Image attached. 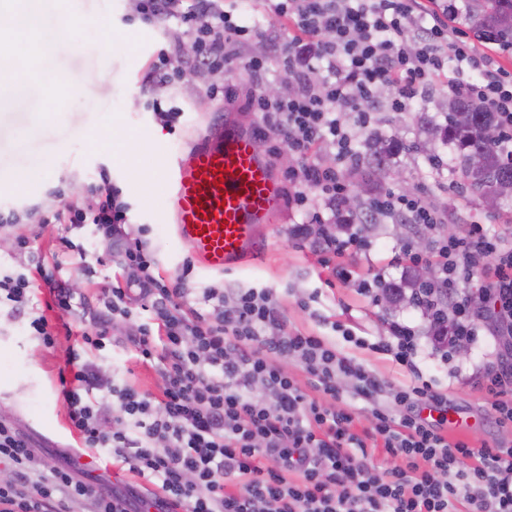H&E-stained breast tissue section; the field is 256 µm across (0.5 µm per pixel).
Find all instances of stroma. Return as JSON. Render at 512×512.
<instances>
[{
	"instance_id": "1",
	"label": "stroma",
	"mask_w": 512,
	"mask_h": 512,
	"mask_svg": "<svg viewBox=\"0 0 512 512\" xmlns=\"http://www.w3.org/2000/svg\"><path fill=\"white\" fill-rule=\"evenodd\" d=\"M11 7L19 22L0 36V54L10 56L14 67L0 75V95L9 94L17 77L28 78L32 89L25 107L0 110V212L15 215L7 226L6 245L0 248V272L34 275L36 262L52 264L54 257H61L62 238H69L83 244L86 253L61 257L59 276L88 306H96L101 285L114 281L117 268L97 246L99 232L94 225L71 230L58 223L56 214L72 201L93 209V186L109 183L121 190L130 206L127 232L151 242L164 278L185 275L188 287L198 292L223 281L273 289L290 326L335 343L343 355L395 387L412 384L413 375L371 345L386 335L391 321L409 322L419 329L424 380L447 394L454 409L450 437L472 442L512 440V428L499 427L485 416L490 396L472 379L498 358L492 337L476 336L467 355L441 360L433 352L429 324L417 308L403 302L375 303L356 288L357 281L372 278L378 265L384 267L387 280L401 282L406 269L393 264L392 258L401 243L414 236V225L387 221L367 226L365 234L375 244L373 263L345 255L335 258L329 268L323 264L316 236L302 240L292 232L293 225L305 223V212L285 208L264 227L263 248L254 257L221 274L198 264L190 274H183V260L191 248L171 235L166 220L167 174L158 158L189 147L206 133L219 105L205 92L211 82L237 91L230 105L236 125L254 132L257 118L245 108L251 78L242 65L207 77L179 76L172 83L146 88L140 77L159 48H167L171 66H178L184 44L192 40L182 28L144 24L132 0H44L45 29L65 27L69 38L40 53L34 49V34L23 24L29 10L26 0H13ZM390 96V91L381 92L373 122L359 131L358 140L363 143L379 136L399 142L400 147L373 184L361 182L359 168L347 169L346 179L359 203L389 188L424 194L432 206L447 211L453 223L474 222L492 232L512 223V205L492 211L477 195L462 189L460 179L448 170V148L429 132L430 125L445 121L447 92H433L409 112L390 111ZM155 100L163 108H177L178 123H162L151 107ZM20 237L28 238L29 254L16 255ZM337 266L351 270V281L336 279ZM48 299L47 290H36L22 312L9 301L0 302V418L27 433L49 465L76 462L77 478L96 481L106 489L115 483L138 485L133 475L117 474L107 450L84 454L75 446L59 394V373L81 339L62 334L54 347L47 348L33 336L32 317L43 314L57 325L68 319L58 309L47 308ZM337 322L366 339V347L345 341L333 329ZM127 331V325H118L111 344L93 352L91 361L108 371L116 384L159 393L160 377L137 357Z\"/></svg>"
}]
</instances>
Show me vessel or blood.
<instances>
[{"label": "vessel or blood", "instance_id": "b4317fda", "mask_svg": "<svg viewBox=\"0 0 512 512\" xmlns=\"http://www.w3.org/2000/svg\"><path fill=\"white\" fill-rule=\"evenodd\" d=\"M160 163L171 177V230L203 268L220 273L257 252L283 188L252 134L220 117L196 146Z\"/></svg>", "mask_w": 512, "mask_h": 512}]
</instances>
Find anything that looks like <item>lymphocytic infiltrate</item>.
Masks as SVG:
<instances>
[{"mask_svg": "<svg viewBox=\"0 0 512 512\" xmlns=\"http://www.w3.org/2000/svg\"><path fill=\"white\" fill-rule=\"evenodd\" d=\"M135 2L143 23L173 21L193 36L185 69L212 73L239 61L250 71L247 107L259 115L257 134L280 135L299 157L288 201L322 227L328 255L373 256L355 219L342 214L349 193L342 169L359 156L355 130L368 126L380 88H393L394 112L410 111L436 86L476 100L497 115V149L512 152V72L453 28V2L438 13L424 0H274L273 13L294 29L286 40L252 22L239 0ZM257 39L268 55L241 57ZM272 54L297 87L292 96L264 91ZM328 150L336 166L321 162ZM66 212L72 227L97 225L122 276L91 310L54 273L38 274L58 309L94 325L60 380L69 428L81 447L107 449L145 492L106 491L71 470L46 468L27 435L1 419L0 465L11 478L0 483V512H70L81 500L95 512H512V444L449 442L448 398L422 378L416 327L391 322L375 345L415 378L393 387L321 337L281 324L272 289L217 285L195 297L183 278L165 280L149 241L126 232L118 188H102L92 212ZM372 214L435 231L448 220L422 195L391 190L373 201ZM396 261L434 267L431 288L417 292L430 326L450 328L456 342L471 341L481 327L512 342L511 230L491 235L461 224L430 252L404 244ZM471 280L474 289L459 290ZM137 308L150 320L134 328L130 343L160 374L157 396L110 383L83 358L105 348L112 322ZM276 356L295 360L326 402L308 398L273 364ZM481 381L492 397L487 415L512 425V358L484 368ZM98 391L115 398L112 409L96 401ZM345 394L353 406L335 407ZM363 414L369 425L355 430ZM378 447L382 467L373 462Z\"/></svg>", "mask_w": 512, "mask_h": 512, "instance_id": "obj_1", "label": "lymphocytic infiltrate"}]
</instances>
